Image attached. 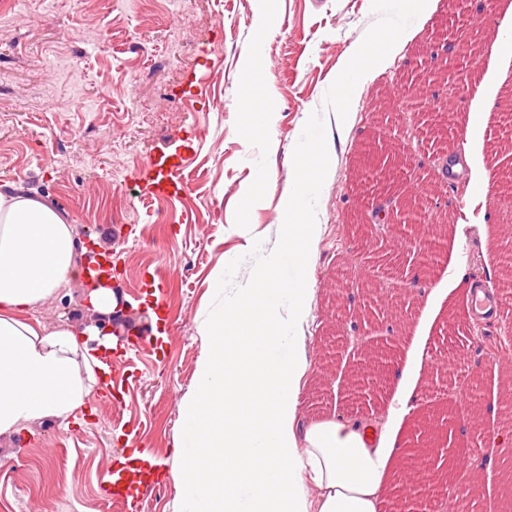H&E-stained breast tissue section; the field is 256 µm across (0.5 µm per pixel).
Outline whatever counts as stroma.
<instances>
[{
  "instance_id": "35a3bbf8",
  "label": "stroma",
  "mask_w": 512,
  "mask_h": 512,
  "mask_svg": "<svg viewBox=\"0 0 512 512\" xmlns=\"http://www.w3.org/2000/svg\"><path fill=\"white\" fill-rule=\"evenodd\" d=\"M511 9L512 0H491L495 24L480 64L469 67L463 91L430 87L438 100L456 104L436 111L388 94L396 84H424L426 71L438 69L425 45L448 21L444 0H433L411 38L369 74L341 66L352 43L377 26L375 0H0V184L22 182L67 213L77 238L105 245L133 327L161 339L157 351L130 355L126 367V404L156 457L142 512H177L168 477L182 426L177 398L195 386L199 321L212 306L216 269L225 266V287H252L289 224L309 220L321 234L304 306L303 413L385 418L394 393L388 371L356 406L345 384L363 370L364 352L386 347L401 362L405 337L420 334L425 381L416 388L417 408L455 404L473 375L484 378L479 425L455 415L452 440L471 454L479 491L452 487L431 512H446L452 496L470 512H506L501 483L512 471V423L502 414V384L512 378V300L498 296L487 326L479 327L467 283H497L494 256L512 245V199L493 186L481 191L474 180L478 170L497 174L512 156L501 109L512 96V43L497 29ZM340 75L355 88L343 118L331 95ZM266 92L276 103L270 116L253 105ZM312 123L316 148L302 159L297 137ZM380 129L385 143L413 158L398 179L400 193L409 195L414 182L435 184L427 223L409 233L379 227L406 261L397 276L347 231L355 209L377 204L364 199L352 175L366 136ZM174 155L182 162L178 195L149 197L131 181L135 169ZM455 163L462 173L453 182L448 169ZM298 166L321 177L319 201L288 216L279 201ZM442 214L462 231L424 277L412 260ZM484 224L497 228L496 239L483 240ZM160 265L175 327L167 340L152 326L137 284L141 271ZM450 284L452 297L440 299ZM341 292L353 295V308L372 309L362 332L346 322L329 329ZM85 294V287L73 288L30 318L49 327L79 322ZM439 358L452 363L450 372H430ZM113 426L110 400H93L70 424L46 420L14 447H0V512H117L102 494L126 453Z\"/></svg>"
}]
</instances>
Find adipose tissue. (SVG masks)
Wrapping results in <instances>:
<instances>
[{"mask_svg": "<svg viewBox=\"0 0 512 512\" xmlns=\"http://www.w3.org/2000/svg\"><path fill=\"white\" fill-rule=\"evenodd\" d=\"M383 25L353 43L350 61L381 64L375 41L396 49L431 0H376ZM317 224L288 227L290 248L274 253L245 292L217 288L199 322L196 387L180 400L178 512H387L401 428L411 393L397 389L387 422L330 412L304 419L300 393L309 364L302 333ZM66 213L20 183L0 185V441L11 443L45 419L68 420L85 406L108 367L101 322L111 289L92 294L88 324L47 328L30 311L80 280ZM260 319L262 350L250 367L232 355L227 324Z\"/></svg>", "mask_w": 512, "mask_h": 512, "instance_id": "1", "label": "adipose tissue"}]
</instances>
